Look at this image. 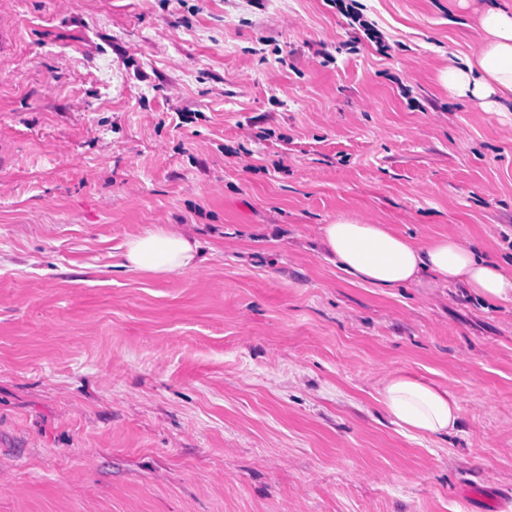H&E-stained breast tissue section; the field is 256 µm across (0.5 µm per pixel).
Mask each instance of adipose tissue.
I'll return each mask as SVG.
<instances>
[{
	"label": "adipose tissue",
	"mask_w": 512,
	"mask_h": 512,
	"mask_svg": "<svg viewBox=\"0 0 512 512\" xmlns=\"http://www.w3.org/2000/svg\"><path fill=\"white\" fill-rule=\"evenodd\" d=\"M479 25L484 38L478 52L440 69V81L462 95L512 97V7L487 9ZM319 243L350 282L379 293L388 295L413 284L459 285L484 304L512 308V274L454 236L421 242L391 225L340 215L320 226ZM200 249L188 232L158 227L132 235L122 258L129 269L166 275L195 268ZM378 395L392 423L410 436H448L459 430V398L413 373L390 372Z\"/></svg>",
	"instance_id": "adipose-tissue-1"
}]
</instances>
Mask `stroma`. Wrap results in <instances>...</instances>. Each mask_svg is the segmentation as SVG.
Masks as SVG:
<instances>
[{
	"instance_id": "35a3bbf8",
	"label": "stroma",
	"mask_w": 512,
	"mask_h": 512,
	"mask_svg": "<svg viewBox=\"0 0 512 512\" xmlns=\"http://www.w3.org/2000/svg\"><path fill=\"white\" fill-rule=\"evenodd\" d=\"M0 0V512H499L512 311L385 296L336 216L512 268V102L447 90L486 0ZM191 230L195 269L122 267ZM405 369L460 400L414 438ZM351 3L344 5L345 9L343 10L345 15L352 20L353 23H358L361 28L366 32V35L369 38H374L376 42L382 40L381 33L376 29L375 25L371 23L369 20L364 19V14L362 13L363 5L356 3L357 0H351ZM201 243L184 230L158 227L132 235L122 254L123 266L152 274L166 275L195 268ZM378 395L392 423L410 436H448L459 430L460 400L448 388L399 369L382 379Z\"/></svg>"
}]
</instances>
